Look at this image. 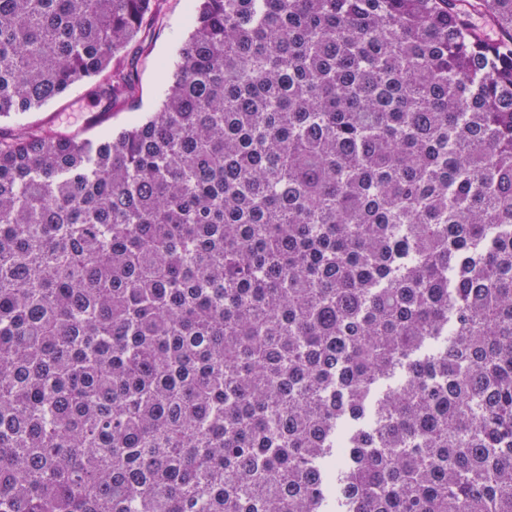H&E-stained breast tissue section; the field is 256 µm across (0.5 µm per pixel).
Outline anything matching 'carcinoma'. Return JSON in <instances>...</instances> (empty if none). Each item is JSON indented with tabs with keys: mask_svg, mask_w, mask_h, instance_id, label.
<instances>
[{
	"mask_svg": "<svg viewBox=\"0 0 512 512\" xmlns=\"http://www.w3.org/2000/svg\"><path fill=\"white\" fill-rule=\"evenodd\" d=\"M159 0H0V117ZM195 0L160 109L0 139V512H512V0Z\"/></svg>",
	"mask_w": 512,
	"mask_h": 512,
	"instance_id": "carcinoma-1",
	"label": "carcinoma"
}]
</instances>
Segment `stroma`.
Masks as SVG:
<instances>
[{"mask_svg":"<svg viewBox=\"0 0 512 512\" xmlns=\"http://www.w3.org/2000/svg\"><path fill=\"white\" fill-rule=\"evenodd\" d=\"M158 14L144 25L126 56L134 65L137 92L125 106L105 111L93 93L94 82L72 86L65 95L41 108L0 119V135L52 130L82 139H95L127 128L157 111L168 86L178 51L189 32L192 0H159Z\"/></svg>","mask_w":512,"mask_h":512,"instance_id":"stroma-1","label":"stroma"}]
</instances>
